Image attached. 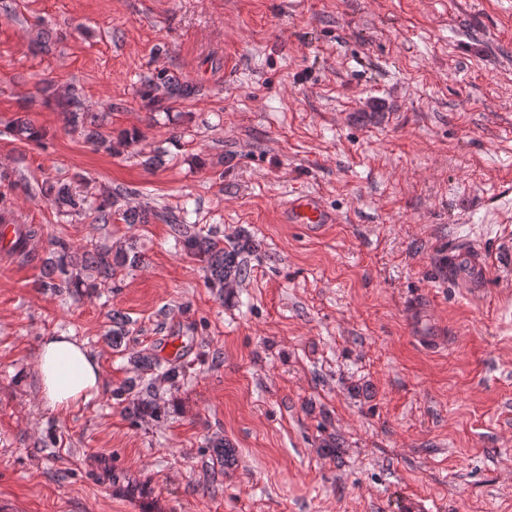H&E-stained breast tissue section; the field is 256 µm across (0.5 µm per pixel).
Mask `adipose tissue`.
<instances>
[{
	"label": "adipose tissue",
	"instance_id": "1",
	"mask_svg": "<svg viewBox=\"0 0 512 512\" xmlns=\"http://www.w3.org/2000/svg\"><path fill=\"white\" fill-rule=\"evenodd\" d=\"M37 370L42 403L54 412L89 401L101 383L98 357L65 335L50 336L40 343Z\"/></svg>",
	"mask_w": 512,
	"mask_h": 512
}]
</instances>
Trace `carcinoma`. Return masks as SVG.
<instances>
[{
  "mask_svg": "<svg viewBox=\"0 0 512 512\" xmlns=\"http://www.w3.org/2000/svg\"><path fill=\"white\" fill-rule=\"evenodd\" d=\"M161 88L165 89L166 94L170 96H188L195 92V89L188 85L180 86L174 83L166 72L160 71L140 90V96L146 102V107L155 112L161 108V99L156 95V91ZM63 105L67 108L71 122L75 125L83 124L87 120L94 125L101 120L100 116L88 113V107L74 90L65 97ZM138 138L139 133L135 129L121 132L115 140L112 136L97 131L88 134V139L109 153L117 151L119 147H127L137 142ZM48 200L59 208L69 209L76 215L81 214L83 208L87 206L92 209L94 223L110 224L112 209L117 205L118 196L112 193L111 189L103 186L98 190L94 201L91 202L85 197L77 200L70 193L69 187L63 184L55 193L48 194ZM173 229L183 238V250L203 263L207 279L214 288H224L231 281L241 277L244 272V255L258 249V243L248 234H240L235 241L226 245L220 239L203 236L194 231L184 218L174 223ZM54 246V255L46 261L48 271L39 283V287L54 293L61 292L65 288L80 286L86 288L109 286L115 281L118 272L141 263L139 256L123 248L112 250L107 247L84 245L78 252L63 240L55 241ZM77 254L80 255L78 263L92 268L97 274V280L86 283L73 276V273L68 270L69 259L75 258ZM125 411L135 418L148 413L155 417L159 415L158 408L154 404L140 399L126 407Z\"/></svg>",
  "mask_w": 512,
  "mask_h": 512,
  "instance_id": "carcinoma-1",
  "label": "carcinoma"
}]
</instances>
